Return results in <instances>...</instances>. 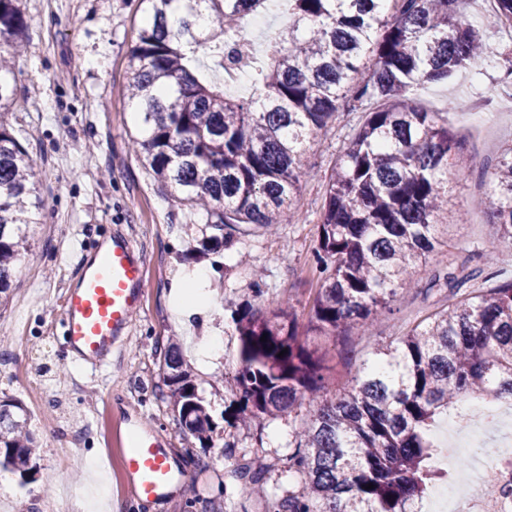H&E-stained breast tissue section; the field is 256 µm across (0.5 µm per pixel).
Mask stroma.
<instances>
[{
  "label": "stroma",
  "mask_w": 512,
  "mask_h": 512,
  "mask_svg": "<svg viewBox=\"0 0 512 512\" xmlns=\"http://www.w3.org/2000/svg\"><path fill=\"white\" fill-rule=\"evenodd\" d=\"M20 8L30 26L26 52L9 76L18 97L8 121L36 161L43 210L10 298L0 307V400L15 398L26 406L37 452L32 474L11 473L0 504L19 505V512H66L104 494L121 504V512H266L273 497L299 493L303 486L288 468L294 419H275L260 432L225 428L224 376L234 371L238 351L236 337L228 336L212 371H191L217 428L213 442L200 441L182 430L169 403L163 354L169 343L185 350L223 329L245 299L265 311L287 299L304 311L318 286L312 269L325 185L362 112L340 106L311 141L308 174L291 206L300 223L245 237L234 232L230 246L204 253V214L175 205L130 147L126 65L142 26L140 0H20ZM464 13L497 45L498 56L480 75L464 72L420 86L416 99L427 111L447 114L479 165L466 179L448 180L453 204L468 208L469 221L451 227L446 246L417 269L415 288L401 295L393 314L376 322L372 335L318 339L329 393L340 392L376 347L446 303V294L431 286L437 267L467 276L470 290L512 281V249L497 251L495 262L485 260L496 229L478 205L487 187L482 166L492 165L500 146L512 142V104L496 90L504 63L512 60V32L494 24L488 0H466ZM453 100L465 103L466 111H449ZM117 230L142 254L144 303L111 366L93 372L65 357L63 296L81 254L92 253L96 242ZM198 265L209 268L219 305L185 320L175 313L173 298L181 275ZM126 416L159 435L186 476L182 488L157 500L121 491L107 438ZM228 442L235 445L229 458ZM88 457L105 484L83 471ZM239 468L263 472V487L241 494Z\"/></svg>",
  "instance_id": "obj_1"
}]
</instances>
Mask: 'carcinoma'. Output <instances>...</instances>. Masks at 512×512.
<instances>
[{"mask_svg": "<svg viewBox=\"0 0 512 512\" xmlns=\"http://www.w3.org/2000/svg\"><path fill=\"white\" fill-rule=\"evenodd\" d=\"M143 2L127 63L133 143L148 174L179 205L203 210L213 230L271 229L300 190L309 138L339 103L367 107L326 184L319 287L306 317L287 301L269 311L246 302L231 313L238 357L224 423L261 429L305 404L314 409L288 456L303 489L273 500L271 512H417L436 478L430 431L439 416L465 397L512 400V281L406 328L329 399L313 339L371 333L442 245L438 229L463 223L459 209L448 210V172L464 177L471 165L448 120L421 109L414 92L480 70L489 43L465 20L463 0H286L292 23L251 65L253 95L231 98L199 55L220 68L239 61L226 35L268 0ZM493 5L495 22L511 29L512 0ZM203 11L210 23L200 29ZM26 29L18 0H0V71ZM16 96V84L0 76V297L38 223L35 162L5 121ZM480 204L498 244L512 249V144L500 148ZM432 280L455 295L470 277L444 267ZM163 369L182 429L213 440L215 423L176 350L167 349ZM36 451L25 406L0 400V466L26 474Z\"/></svg>", "mask_w": 512, "mask_h": 512, "instance_id": "obj_1", "label": "carcinoma"}]
</instances>
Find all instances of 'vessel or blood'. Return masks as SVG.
<instances>
[{"instance_id":"1","label":"vessel or blood","mask_w":512,"mask_h":512,"mask_svg":"<svg viewBox=\"0 0 512 512\" xmlns=\"http://www.w3.org/2000/svg\"><path fill=\"white\" fill-rule=\"evenodd\" d=\"M144 265L123 233L103 239L81 257L64 299L66 348L75 361L98 369L121 349L144 299ZM112 445L120 455L123 483L136 496L160 499L186 476L169 461L157 434L128 421L116 427Z\"/></svg>"}]
</instances>
